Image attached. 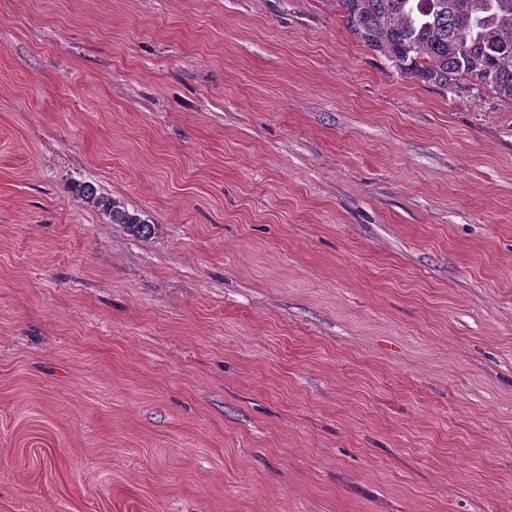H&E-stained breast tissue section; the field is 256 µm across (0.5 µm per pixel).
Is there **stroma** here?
<instances>
[{"label": "stroma", "mask_w": 512, "mask_h": 512, "mask_svg": "<svg viewBox=\"0 0 512 512\" xmlns=\"http://www.w3.org/2000/svg\"><path fill=\"white\" fill-rule=\"evenodd\" d=\"M0 512H512V104L337 0H0ZM84 202L96 209H101L103 212L108 214L112 223L115 224H130L135 227H145L147 224L142 222L136 216L130 215L128 212L123 210L118 205H115L114 202L104 196H98L92 189H87L84 194Z\"/></svg>", "instance_id": "stroma-1"}]
</instances>
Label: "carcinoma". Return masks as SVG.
I'll return each mask as SVG.
<instances>
[{"label":"carcinoma","instance_id":"carcinoma-1","mask_svg":"<svg viewBox=\"0 0 512 512\" xmlns=\"http://www.w3.org/2000/svg\"><path fill=\"white\" fill-rule=\"evenodd\" d=\"M348 29L400 74L443 90L470 82L512 100V0H338ZM114 224L144 227L92 189Z\"/></svg>","mask_w":512,"mask_h":512}]
</instances>
